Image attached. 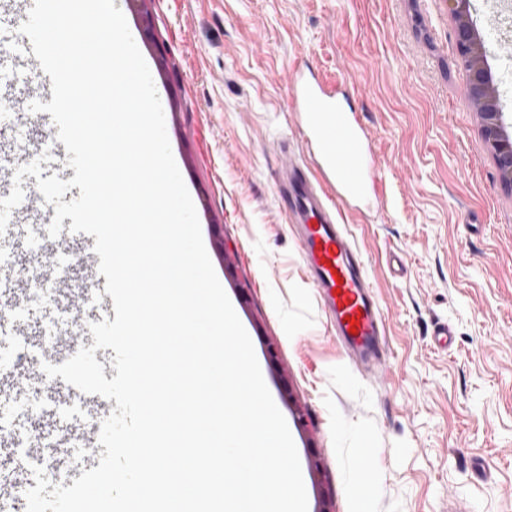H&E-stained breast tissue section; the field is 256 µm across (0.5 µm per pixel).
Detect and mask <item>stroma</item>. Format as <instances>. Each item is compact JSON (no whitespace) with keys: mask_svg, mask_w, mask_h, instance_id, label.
<instances>
[{"mask_svg":"<svg viewBox=\"0 0 512 512\" xmlns=\"http://www.w3.org/2000/svg\"><path fill=\"white\" fill-rule=\"evenodd\" d=\"M143 55L172 154L216 275L249 334L295 441L308 512H351L368 447L373 512H512V185L464 97L448 0H114ZM493 76L507 70L512 0H472ZM340 86L371 131L382 209L343 222L364 254L388 347L385 372L346 356L307 277L277 193L280 147L306 148L289 75ZM8 167L66 168L42 73L0 71ZM54 205L0 238V487L25 495L35 469L71 486L95 468L115 401L43 364L94 342L103 319L85 279L87 237H50ZM451 346L431 338L435 322ZM303 410L307 427L296 422Z\"/></svg>","mask_w":512,"mask_h":512,"instance_id":"obj_1","label":"stroma"}]
</instances>
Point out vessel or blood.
Masks as SVG:
<instances>
[{"instance_id":"b4317fda","label":"vessel or blood","mask_w":512,"mask_h":512,"mask_svg":"<svg viewBox=\"0 0 512 512\" xmlns=\"http://www.w3.org/2000/svg\"><path fill=\"white\" fill-rule=\"evenodd\" d=\"M290 91L311 165L283 156L282 207L337 336L356 363L377 369L387 357L385 323L363 255L341 222L343 209L384 204L368 131L335 85L297 70Z\"/></svg>"}]
</instances>
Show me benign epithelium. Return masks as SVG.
I'll use <instances>...</instances> for the list:
<instances>
[{"mask_svg":"<svg viewBox=\"0 0 512 512\" xmlns=\"http://www.w3.org/2000/svg\"><path fill=\"white\" fill-rule=\"evenodd\" d=\"M449 2L456 47L467 73L465 95L481 115V135L494 156L501 178L512 184V137L505 130L495 84L485 61L484 44L471 21V0Z\"/></svg>","mask_w":512,"mask_h":512,"instance_id":"1","label":"benign epithelium"}]
</instances>
